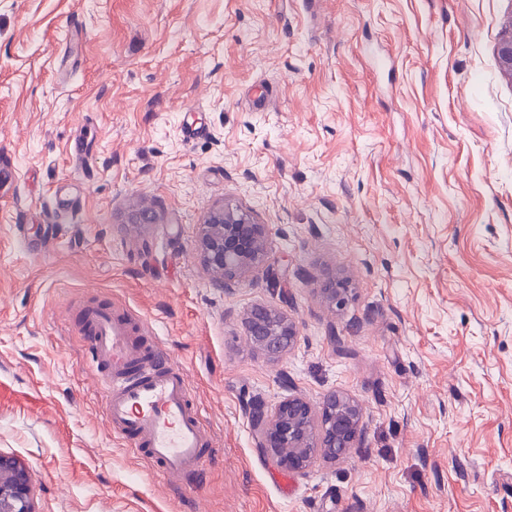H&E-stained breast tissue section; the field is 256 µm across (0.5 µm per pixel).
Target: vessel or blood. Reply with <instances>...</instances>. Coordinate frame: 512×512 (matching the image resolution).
<instances>
[{
	"label": "vessel or blood",
	"instance_id": "b4317fda",
	"mask_svg": "<svg viewBox=\"0 0 512 512\" xmlns=\"http://www.w3.org/2000/svg\"><path fill=\"white\" fill-rule=\"evenodd\" d=\"M77 204L50 193L46 212L56 217V240L65 237L62 219ZM80 332L90 369L100 372L103 419L112 437L130 444L164 480L199 473L215 444L191 399L183 365L159 343L151 320L119 304L88 309Z\"/></svg>",
	"mask_w": 512,
	"mask_h": 512
}]
</instances>
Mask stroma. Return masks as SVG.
I'll return each mask as SVG.
<instances>
[{"label": "stroma", "instance_id": "35a3bbf8", "mask_svg": "<svg viewBox=\"0 0 512 512\" xmlns=\"http://www.w3.org/2000/svg\"><path fill=\"white\" fill-rule=\"evenodd\" d=\"M509 16L512 0H0V454L30 470L38 512H512ZM52 191L78 204L62 246ZM145 203L156 222L133 223ZM224 203L269 227L230 289L197 252ZM95 296L154 320L185 367L218 448L201 473L163 482L108 434L75 330ZM256 306L297 324L280 358L245 339ZM332 392L365 410L345 457L292 473L257 447L251 401Z\"/></svg>", "mask_w": 512, "mask_h": 512}]
</instances>
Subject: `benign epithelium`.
<instances>
[{"label": "benign epithelium", "instance_id": "1", "mask_svg": "<svg viewBox=\"0 0 512 512\" xmlns=\"http://www.w3.org/2000/svg\"><path fill=\"white\" fill-rule=\"evenodd\" d=\"M268 225L258 224L250 212L222 205L200 225L198 250L216 283L232 287L252 267L264 262ZM250 345L270 358L293 346L297 325L283 313L256 307L244 322ZM258 446L290 471L306 470L316 456L335 459L346 454L363 434L362 404L343 394L324 397L319 412L298 396L283 400L268 412L260 404L250 408ZM0 512H35L31 475L16 459L0 455Z\"/></svg>", "mask_w": 512, "mask_h": 512}]
</instances>
